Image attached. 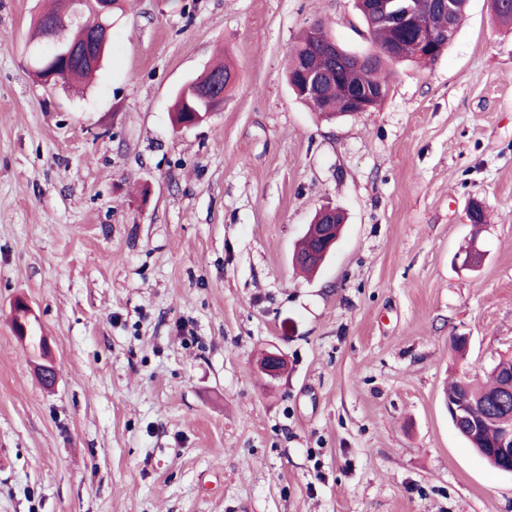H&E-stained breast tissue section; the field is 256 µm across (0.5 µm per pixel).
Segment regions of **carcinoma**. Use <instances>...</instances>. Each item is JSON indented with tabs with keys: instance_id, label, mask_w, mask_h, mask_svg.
<instances>
[{
	"instance_id": "carcinoma-1",
	"label": "carcinoma",
	"mask_w": 512,
	"mask_h": 512,
	"mask_svg": "<svg viewBox=\"0 0 512 512\" xmlns=\"http://www.w3.org/2000/svg\"><path fill=\"white\" fill-rule=\"evenodd\" d=\"M386 6L394 12H410L415 26L438 33L432 55L428 62H434L448 47L450 39L444 32L451 29L458 31L463 20L467 0H449L452 9L448 10L438 4V0H356V7L363 17L379 54L351 55L354 67L345 72L336 73V60L325 49L321 48L322 32L326 24L318 21L313 29L307 30L293 45L288 60V84L295 95L313 111L326 119L340 117L346 111L341 88L336 79L350 85L355 83L361 87L364 96L368 97L370 110H375L384 100L388 91V75L393 66L402 62H415L413 53L405 52L398 59L386 55V49L396 40L397 33L390 26L381 22L374 2ZM56 6L39 15L35 22L38 38L43 40L48 35L60 36L66 61L62 67L63 84L71 86L87 77L99 65V49L93 54H84L90 43L91 31L87 27L65 25L66 0H55ZM312 67L321 72L322 82L315 92H305L301 84V70ZM205 104L189 92V88L181 89L174 105L176 125L189 124L191 110H202ZM324 223V217L316 214L313 223L308 225L303 235L294 261L301 269L312 272L320 263L310 261L308 257L318 247V225ZM512 380V357L501 358L492 368L489 380L484 385H477L465 375L457 376L449 385L448 398L464 397L470 403L471 417L480 422L479 430L473 431L467 423L457 426L458 432L473 448H479L485 455H490L498 441L496 420L512 414V395L503 390V386Z\"/></svg>"
}]
</instances>
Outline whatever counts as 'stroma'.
I'll return each mask as SVG.
<instances>
[{
    "mask_svg": "<svg viewBox=\"0 0 512 512\" xmlns=\"http://www.w3.org/2000/svg\"><path fill=\"white\" fill-rule=\"evenodd\" d=\"M45 2L0 0V512H512L444 399L512 355V26L489 0L333 121L286 60L318 20L370 51L354 0H128L79 90L32 74ZM220 59L223 110L176 129ZM327 203L347 221L308 278L292 253ZM192 83L188 85L186 88H182L176 97V102L174 105L175 112V123L180 126L182 123L186 125L191 122L192 116L189 114L190 110H198L201 111L204 109L207 104L200 102L196 97H194L189 92V88H192ZM286 361L282 354L264 350L255 361L256 370L268 377H278L285 369Z\"/></svg>",
    "mask_w": 512,
    "mask_h": 512,
    "instance_id": "stroma-1",
    "label": "stroma"
}]
</instances>
